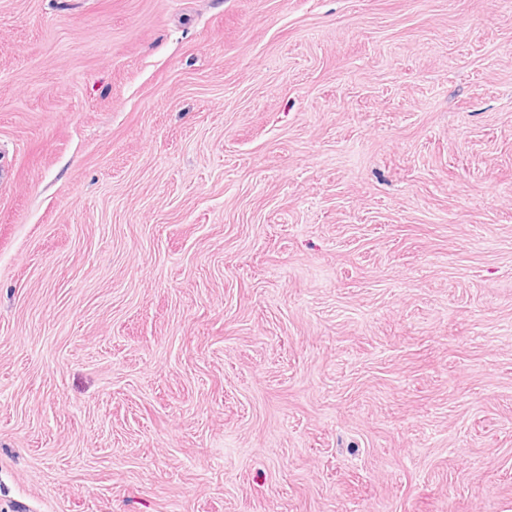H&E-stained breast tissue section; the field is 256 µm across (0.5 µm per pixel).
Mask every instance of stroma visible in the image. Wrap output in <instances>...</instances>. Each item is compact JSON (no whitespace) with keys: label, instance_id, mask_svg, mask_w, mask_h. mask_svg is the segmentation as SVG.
Segmentation results:
<instances>
[{"label":"stroma","instance_id":"35a3bbf8","mask_svg":"<svg viewBox=\"0 0 512 512\" xmlns=\"http://www.w3.org/2000/svg\"><path fill=\"white\" fill-rule=\"evenodd\" d=\"M0 512H512V0H0Z\"/></svg>","mask_w":512,"mask_h":512}]
</instances>
